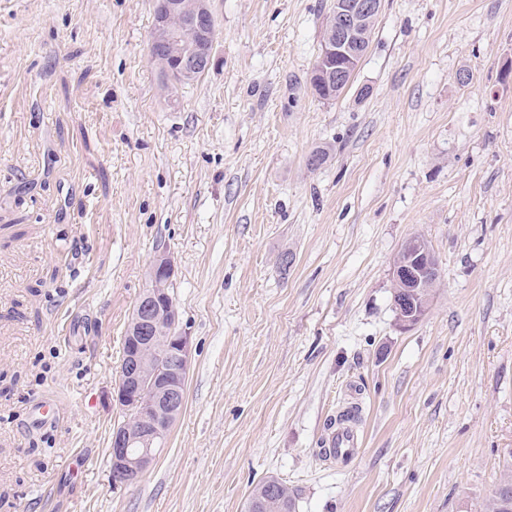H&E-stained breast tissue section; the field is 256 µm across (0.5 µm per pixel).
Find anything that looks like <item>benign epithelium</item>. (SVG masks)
<instances>
[{"mask_svg": "<svg viewBox=\"0 0 512 512\" xmlns=\"http://www.w3.org/2000/svg\"><path fill=\"white\" fill-rule=\"evenodd\" d=\"M156 2L150 50L172 48L173 34L188 32L197 40V49L179 58V69L174 74L184 78L206 71L215 33L209 0H192L189 7L179 0ZM332 8L343 25L331 31L323 43L322 61L334 53L352 52L351 38L375 10V4L370 0H333ZM419 244L417 238L408 239L402 251L410 254L409 261L392 269V282L401 292L397 321L402 328L411 326V316L427 311L421 292L427 279L439 278L434 255L427 248L419 249ZM174 275L171 257L165 253L156 256L148 273L151 286L145 289L124 336L125 355L118 370L116 401L125 419L112 429L110 455L111 469L125 485L137 483L151 466L184 409L190 342L189 336L177 329L176 303L170 293ZM162 338L167 339V353L164 363L155 366L150 362L151 352Z\"/></svg>", "mask_w": 512, "mask_h": 512, "instance_id": "7a95c632", "label": "benign epithelium"}]
</instances>
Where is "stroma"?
Listing matches in <instances>:
<instances>
[{
  "label": "stroma",
  "instance_id": "stroma-1",
  "mask_svg": "<svg viewBox=\"0 0 512 512\" xmlns=\"http://www.w3.org/2000/svg\"><path fill=\"white\" fill-rule=\"evenodd\" d=\"M331 7L211 0L210 68L180 85L154 0H0V512H244L271 478L296 512H479L512 450V0H382L322 100ZM414 236L440 278L403 330ZM162 251L186 404L121 486L115 377ZM39 397L57 427L30 428ZM352 405L360 453L323 459Z\"/></svg>",
  "mask_w": 512,
  "mask_h": 512
}]
</instances>
